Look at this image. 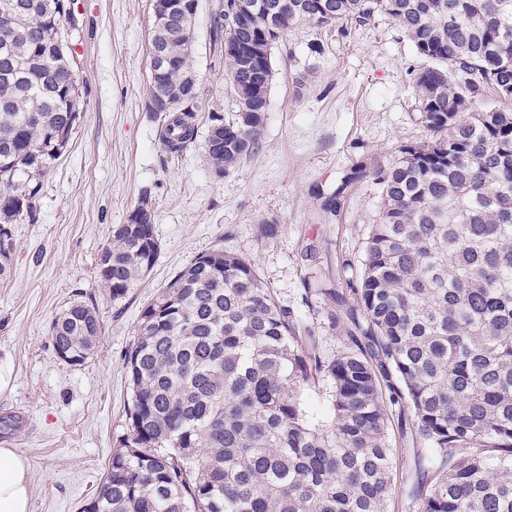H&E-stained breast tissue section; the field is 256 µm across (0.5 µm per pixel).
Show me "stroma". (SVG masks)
Wrapping results in <instances>:
<instances>
[{"instance_id": "1", "label": "stroma", "mask_w": 512, "mask_h": 512, "mask_svg": "<svg viewBox=\"0 0 512 512\" xmlns=\"http://www.w3.org/2000/svg\"><path fill=\"white\" fill-rule=\"evenodd\" d=\"M212 0H201L192 57L201 83L196 139L165 151L147 109L150 0H75L76 70L84 116L66 152L41 178L37 220L13 227L9 280L0 283V421L23 413L9 440L29 464V512H81L100 488L131 399L124 355L142 309L174 272L220 247L251 261L324 354L354 348L355 289L379 204L370 176L424 141L407 69L416 58L381 17L342 36L312 24L272 49L273 80L260 151L216 177L207 161V115L233 99L211 67ZM363 178L347 181L351 168ZM150 190L160 246L149 275L122 301L96 280L115 225ZM335 212L324 209L333 191ZM93 302L102 325L94 355L72 366L50 325L74 299ZM395 496L390 512H418L411 494L426 444L409 410L388 406Z\"/></svg>"}]
</instances>
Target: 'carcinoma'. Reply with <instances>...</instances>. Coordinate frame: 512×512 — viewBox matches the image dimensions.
Here are the masks:
<instances>
[{
    "mask_svg": "<svg viewBox=\"0 0 512 512\" xmlns=\"http://www.w3.org/2000/svg\"><path fill=\"white\" fill-rule=\"evenodd\" d=\"M26 38L0 19V231L35 219L39 178L81 120L73 0H12ZM275 16L220 0L210 39L234 101L208 113L206 153L229 173L255 155L268 110L271 49L301 22L389 18L421 61L409 68L429 139L374 171L379 210L356 288L364 348L326 356L247 259L215 248L180 267L141 312L125 355V432L82 512H389L393 457L378 377L400 386L428 444L412 494L419 512H512V0H262ZM186 11L152 17L151 38L195 28ZM178 67L149 78L166 98L162 143L196 139L192 40L165 41ZM37 110L34 125L27 114ZM145 222L138 223L136 216ZM151 192L113 227L97 265L114 301L159 252ZM56 354L81 365L100 338L94 303L52 322ZM325 377L332 412L312 410Z\"/></svg>",
    "mask_w": 512,
    "mask_h": 512,
    "instance_id": "carcinoma-1",
    "label": "carcinoma"
}]
</instances>
